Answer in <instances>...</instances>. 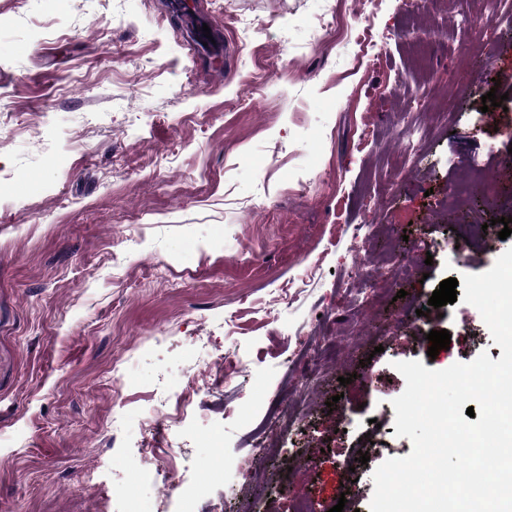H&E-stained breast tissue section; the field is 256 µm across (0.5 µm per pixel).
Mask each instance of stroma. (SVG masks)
<instances>
[{
  "instance_id": "obj_1",
  "label": "stroma",
  "mask_w": 512,
  "mask_h": 512,
  "mask_svg": "<svg viewBox=\"0 0 512 512\" xmlns=\"http://www.w3.org/2000/svg\"><path fill=\"white\" fill-rule=\"evenodd\" d=\"M188 5L229 56L167 0H0V512H370L412 451L396 363L502 356L474 306L428 300L512 247L456 249L473 213L445 207L477 158L486 219L512 217V0ZM410 307L449 331L437 357ZM174 381L191 405L142 434ZM275 401L298 423L257 462Z\"/></svg>"
}]
</instances>
